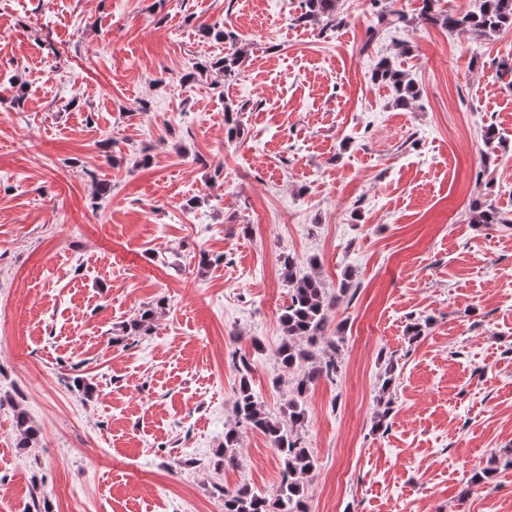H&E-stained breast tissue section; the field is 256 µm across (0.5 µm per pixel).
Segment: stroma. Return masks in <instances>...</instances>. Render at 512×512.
Returning a JSON list of instances; mask_svg holds the SVG:
<instances>
[{
	"instance_id": "35a3bbf8",
	"label": "stroma",
	"mask_w": 512,
	"mask_h": 512,
	"mask_svg": "<svg viewBox=\"0 0 512 512\" xmlns=\"http://www.w3.org/2000/svg\"><path fill=\"white\" fill-rule=\"evenodd\" d=\"M421 6L392 0V25L337 0L324 32L298 0H0V512L273 494L264 434L241 428L237 468L222 453L239 358L270 413L288 396L284 254L341 296L342 367L300 431L310 512H512V30L477 40ZM239 47L234 76L211 70ZM383 57L409 106L373 80ZM477 199L505 223H471ZM150 307L152 332L120 340ZM374 79L380 83L390 85L395 92V102L398 106H407L410 99L417 97V91L411 79L396 69L392 61L385 57L379 60ZM395 366L394 363H388L384 371V378L381 383V387L379 389V394L376 399L377 406L379 407L377 410L376 416V427H383L386 419L389 417L390 413L393 409V397L392 393L394 390L395 383Z\"/></svg>"
}]
</instances>
